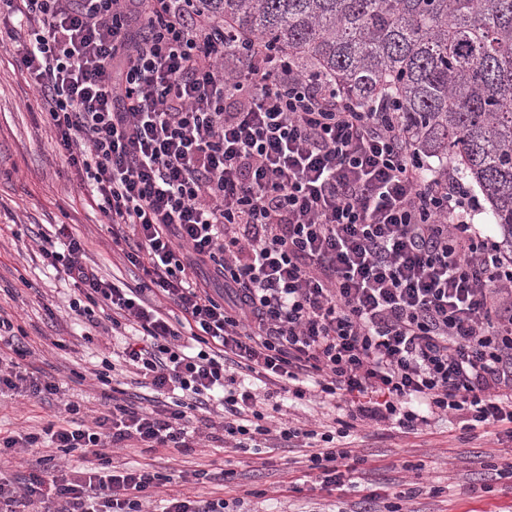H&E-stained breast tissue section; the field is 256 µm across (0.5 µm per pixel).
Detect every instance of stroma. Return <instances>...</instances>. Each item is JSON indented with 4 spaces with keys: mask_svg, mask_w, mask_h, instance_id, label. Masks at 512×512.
I'll list each match as a JSON object with an SVG mask.
<instances>
[{
    "mask_svg": "<svg viewBox=\"0 0 512 512\" xmlns=\"http://www.w3.org/2000/svg\"><path fill=\"white\" fill-rule=\"evenodd\" d=\"M76 171L58 151L42 104L21 69L9 39L0 40V315L18 326L31 349V369L59 383L61 396L0 398V435L32 431L64 419L62 399L98 409L103 387L87 379L89 367L112 357L114 341L87 320L68 313L71 290L63 273L49 266L36 239L55 224L78 225L90 240L88 262L104 275L134 286L144 274L113 254L104 217L78 186ZM352 448L362 458L354 488H321L302 462L300 448L266 449L265 464H243L241 453L215 441L193 452L116 448L113 465L150 464L168 481L153 494L149 512H162L167 495L243 497L241 512H361L370 491L377 508L395 502L404 512H512V481L497 465L512 462V443L462 434L458 421L440 416L413 434L391 423L358 427ZM233 467L224 481L221 472Z\"/></svg>",
    "mask_w": 512,
    "mask_h": 512,
    "instance_id": "obj_1",
    "label": "stroma"
}]
</instances>
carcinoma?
<instances>
[{
    "mask_svg": "<svg viewBox=\"0 0 512 512\" xmlns=\"http://www.w3.org/2000/svg\"><path fill=\"white\" fill-rule=\"evenodd\" d=\"M255 45L330 75L347 101L396 98L420 150L453 158L512 244V0H199Z\"/></svg>",
    "mask_w": 512,
    "mask_h": 512,
    "instance_id": "carcinoma-1",
    "label": "carcinoma"
}]
</instances>
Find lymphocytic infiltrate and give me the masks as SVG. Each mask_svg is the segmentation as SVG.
Returning a JSON list of instances; mask_svg holds the SVG:
<instances>
[{
	"label": "lymphocytic infiltrate",
	"mask_w": 512,
	"mask_h": 512,
	"mask_svg": "<svg viewBox=\"0 0 512 512\" xmlns=\"http://www.w3.org/2000/svg\"><path fill=\"white\" fill-rule=\"evenodd\" d=\"M26 36L20 62L60 152L83 173L112 250L150 288L108 279L61 225L43 247L76 287L71 311L108 308L134 329L122 359L157 397L115 402L0 438V455L80 452L18 485L0 471V512H146L164 478L106 450L191 451L218 429L260 455L305 442L326 487L353 486L358 423L410 433L434 413L512 438V258L470 219L479 200L434 167L396 112L341 99L331 79L255 47L188 0H0ZM0 352V394L58 384ZM263 384L226 390L236 373ZM346 402L335 430L268 426L265 401L307 392ZM224 409L209 417L211 401Z\"/></svg>",
	"instance_id": "1"
}]
</instances>
